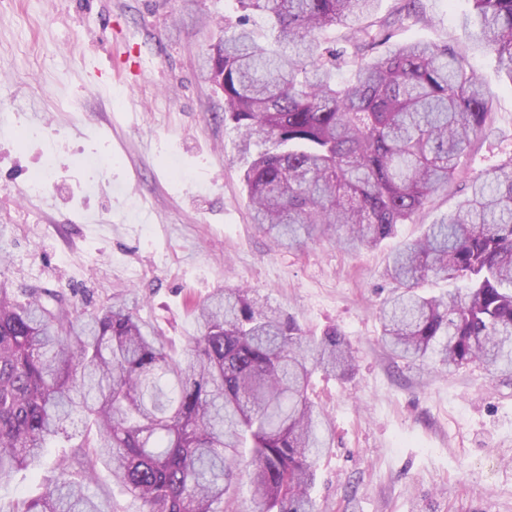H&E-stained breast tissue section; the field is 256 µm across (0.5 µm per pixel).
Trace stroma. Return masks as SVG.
<instances>
[{
	"mask_svg": "<svg viewBox=\"0 0 512 512\" xmlns=\"http://www.w3.org/2000/svg\"><path fill=\"white\" fill-rule=\"evenodd\" d=\"M420 9L424 22L395 27L392 44L466 57L494 96L495 131L419 220L346 252L328 240L281 248L251 221L247 156L201 74L237 0H0V285L73 294L91 309L127 300L179 346L199 333L194 304L224 287L252 289L308 335L338 331L355 366L313 377L335 423L314 512H512V377L407 365L380 343L388 254L512 158V83L469 38L471 0ZM48 150L55 206L43 211L24 189ZM82 152L111 162L88 170Z\"/></svg>",
	"mask_w": 512,
	"mask_h": 512,
	"instance_id": "35a3bbf8",
	"label": "stroma"
}]
</instances>
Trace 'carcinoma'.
Listing matches in <instances>:
<instances>
[{"label": "carcinoma", "instance_id": "obj_1", "mask_svg": "<svg viewBox=\"0 0 512 512\" xmlns=\"http://www.w3.org/2000/svg\"><path fill=\"white\" fill-rule=\"evenodd\" d=\"M268 21L224 22L207 74L224 122L263 146L243 174L252 219L280 246L334 237L373 248L448 189L474 138L493 132V96L446 45L413 41L384 55L392 28L425 21L419 0H238ZM477 46L512 82V0H472ZM343 25L346 47L321 34ZM424 236L388 258L395 282L381 342L411 364H480L512 373V158ZM466 281L428 296V279ZM200 334L170 348L126 303L91 312L41 288L0 287V482L59 462L33 497L0 512H116L88 493L98 465L139 512H229L247 479L252 512H313L316 462L332 437L317 371L352 367L345 337L306 335L296 317L243 288L196 307ZM83 425L76 437L68 432Z\"/></svg>", "mask_w": 512, "mask_h": 512}]
</instances>
